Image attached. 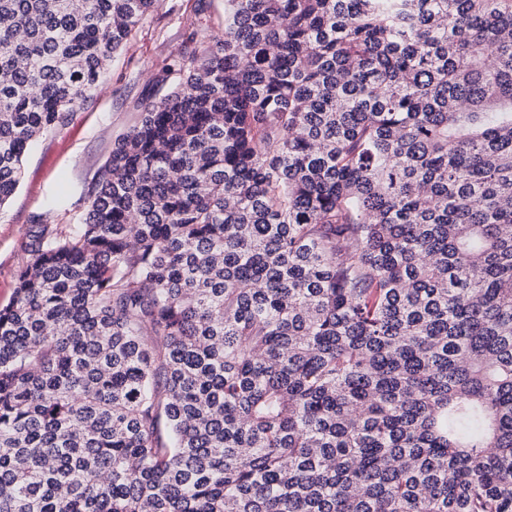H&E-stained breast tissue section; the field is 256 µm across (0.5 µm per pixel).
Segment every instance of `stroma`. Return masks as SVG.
Wrapping results in <instances>:
<instances>
[{"label":"stroma","instance_id":"stroma-1","mask_svg":"<svg viewBox=\"0 0 512 512\" xmlns=\"http://www.w3.org/2000/svg\"><path fill=\"white\" fill-rule=\"evenodd\" d=\"M223 29L224 0H160L115 56L94 95L29 148L20 185L0 209V307L13 297L16 274L41 223H78L115 140L170 89L165 65L190 39Z\"/></svg>","mask_w":512,"mask_h":512}]
</instances>
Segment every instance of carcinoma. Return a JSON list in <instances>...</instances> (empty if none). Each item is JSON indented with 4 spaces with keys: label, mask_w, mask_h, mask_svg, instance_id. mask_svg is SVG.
<instances>
[{
    "label": "carcinoma",
    "mask_w": 512,
    "mask_h": 512,
    "mask_svg": "<svg viewBox=\"0 0 512 512\" xmlns=\"http://www.w3.org/2000/svg\"><path fill=\"white\" fill-rule=\"evenodd\" d=\"M159 0H0V208ZM0 308V512H512V0H224Z\"/></svg>",
    "instance_id": "cac0c4a2"
}]
</instances>
